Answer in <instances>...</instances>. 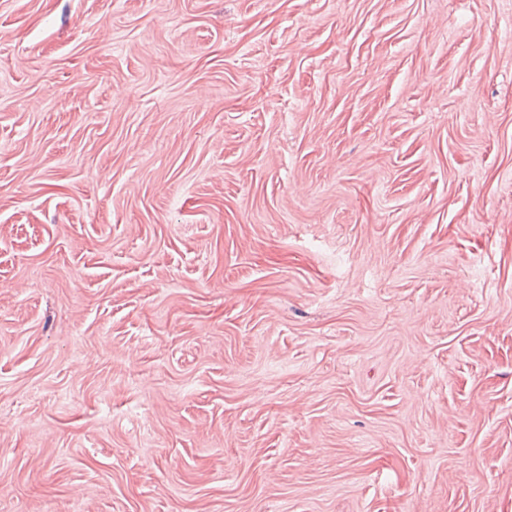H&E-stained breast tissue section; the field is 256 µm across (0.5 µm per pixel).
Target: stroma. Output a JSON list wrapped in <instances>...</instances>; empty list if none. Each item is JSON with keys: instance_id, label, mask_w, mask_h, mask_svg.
Here are the masks:
<instances>
[{"instance_id": "obj_1", "label": "stroma", "mask_w": 512, "mask_h": 512, "mask_svg": "<svg viewBox=\"0 0 512 512\" xmlns=\"http://www.w3.org/2000/svg\"><path fill=\"white\" fill-rule=\"evenodd\" d=\"M0 512H512V0H0Z\"/></svg>"}]
</instances>
